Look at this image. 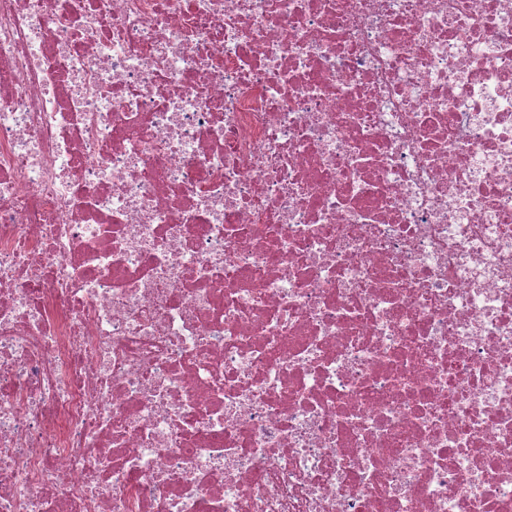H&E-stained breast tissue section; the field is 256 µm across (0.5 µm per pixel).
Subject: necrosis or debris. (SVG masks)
I'll use <instances>...</instances> for the list:
<instances>
[{
  "label": "necrosis or debris",
  "instance_id": "1",
  "mask_svg": "<svg viewBox=\"0 0 512 512\" xmlns=\"http://www.w3.org/2000/svg\"><path fill=\"white\" fill-rule=\"evenodd\" d=\"M0 512H512V0H0Z\"/></svg>",
  "mask_w": 512,
  "mask_h": 512
}]
</instances>
